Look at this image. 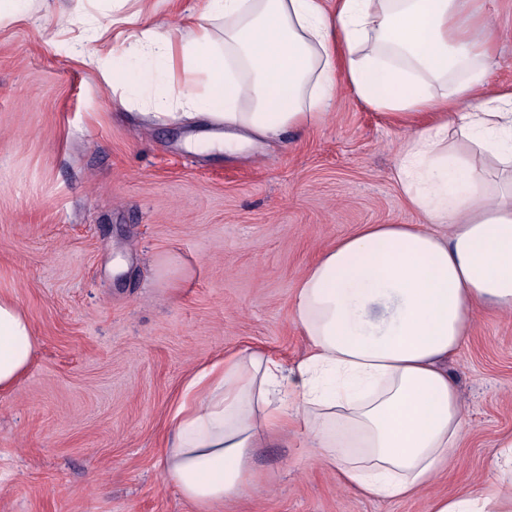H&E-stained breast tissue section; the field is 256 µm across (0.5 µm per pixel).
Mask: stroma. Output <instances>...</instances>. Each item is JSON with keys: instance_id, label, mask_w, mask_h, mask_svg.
<instances>
[{"instance_id": "stroma-1", "label": "stroma", "mask_w": 512, "mask_h": 512, "mask_svg": "<svg viewBox=\"0 0 512 512\" xmlns=\"http://www.w3.org/2000/svg\"><path fill=\"white\" fill-rule=\"evenodd\" d=\"M487 94L512 93V0ZM112 101L48 22L0 25V293L28 314L33 364L0 394V512H194L160 466L169 412L202 364L258 347L295 363L300 275L362 224H420L395 178L410 129L339 79L325 120L237 155ZM468 414L433 493L490 473L512 434V315L483 313L448 360ZM261 493L224 512H425L339 487L303 435L259 449Z\"/></svg>"}]
</instances>
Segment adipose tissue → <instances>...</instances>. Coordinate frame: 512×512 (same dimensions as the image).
I'll list each match as a JSON object with an SVG mask.
<instances>
[{
	"label": "adipose tissue",
	"mask_w": 512,
	"mask_h": 512,
	"mask_svg": "<svg viewBox=\"0 0 512 512\" xmlns=\"http://www.w3.org/2000/svg\"><path fill=\"white\" fill-rule=\"evenodd\" d=\"M98 0L53 10L73 59L147 108L206 120L211 148L302 130L323 117L343 68L377 110L432 122L413 130L396 177L422 224H364L300 277L292 317L310 350L287 365L261 348L214 359L185 382L162 454L167 481L196 512H222L263 479L256 449L302 429L313 461L339 486L403 500L449 470L468 417L448 372L476 317L512 313V94L474 111L498 40L474 0H202L182 29L152 21L148 0L100 23ZM460 73L437 95L435 81ZM467 141L448 145L449 127ZM38 336L0 295V393L28 373ZM477 489L426 496L425 512H512V435Z\"/></svg>",
	"instance_id": "adipose-tissue-1"
}]
</instances>
